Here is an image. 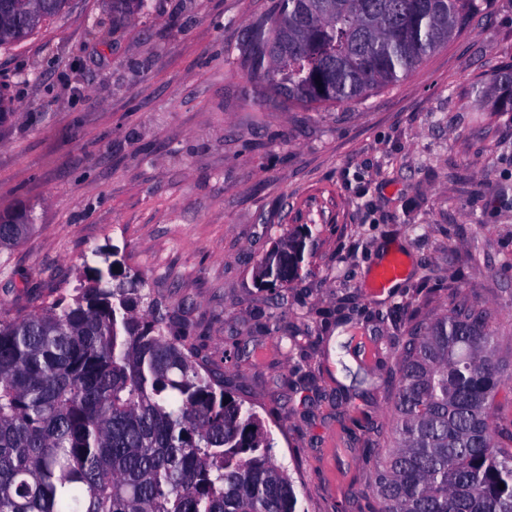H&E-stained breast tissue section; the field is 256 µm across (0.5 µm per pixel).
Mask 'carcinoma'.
Returning a JSON list of instances; mask_svg holds the SVG:
<instances>
[{"label":"carcinoma","mask_w":512,"mask_h":512,"mask_svg":"<svg viewBox=\"0 0 512 512\" xmlns=\"http://www.w3.org/2000/svg\"><path fill=\"white\" fill-rule=\"evenodd\" d=\"M69 0H0V49ZM112 16L147 0H111ZM477 0H277L243 43L261 95L301 107L360 101L406 79L461 34ZM34 212H0V296ZM316 225L288 230L255 279L275 297L300 279ZM78 277L30 311L0 301V512H308L277 462L272 429L226 388L224 370L146 291L93 249ZM402 337L381 512H512V448L496 401L512 377L492 313L456 294ZM504 488H499V485Z\"/></svg>","instance_id":"carcinoma-1"}]
</instances>
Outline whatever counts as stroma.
Wrapping results in <instances>:
<instances>
[{
    "mask_svg": "<svg viewBox=\"0 0 512 512\" xmlns=\"http://www.w3.org/2000/svg\"><path fill=\"white\" fill-rule=\"evenodd\" d=\"M276 0H151L113 22L106 0H70L0 50V210L34 208L12 253V310L70 288L95 247L205 339L231 390L268 417L273 453L309 512H377L374 427L388 426L411 313L453 292L491 309L512 361V0L404 81L362 103L258 105L243 28ZM320 233L275 304L254 278L289 227ZM409 262L367 291L390 249ZM308 325L299 344L267 316ZM232 353L224 361V353Z\"/></svg>",
    "mask_w": 512,
    "mask_h": 512,
    "instance_id": "35a3bbf8",
    "label": "stroma"
}]
</instances>
